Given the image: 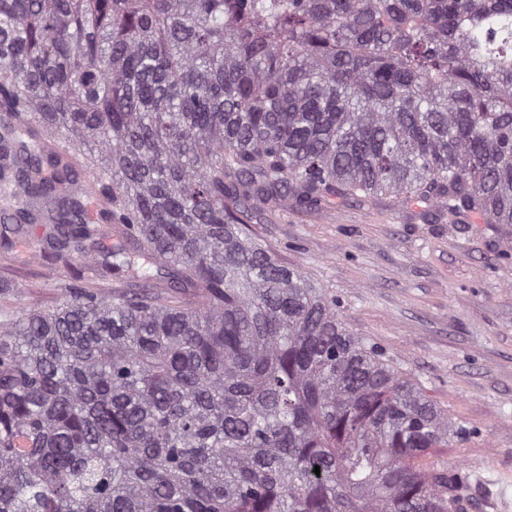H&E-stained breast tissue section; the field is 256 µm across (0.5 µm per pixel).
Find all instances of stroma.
Instances as JSON below:
<instances>
[{"label": "stroma", "mask_w": 512, "mask_h": 512, "mask_svg": "<svg viewBox=\"0 0 512 512\" xmlns=\"http://www.w3.org/2000/svg\"><path fill=\"white\" fill-rule=\"evenodd\" d=\"M281 258L329 288L351 329L380 345L449 418L471 428L438 461L466 472L467 512H512V246L493 224H427L389 199L258 224ZM47 306L75 274L21 270Z\"/></svg>", "instance_id": "obj_1"}]
</instances>
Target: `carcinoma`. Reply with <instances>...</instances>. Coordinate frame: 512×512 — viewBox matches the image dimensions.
<instances>
[{"instance_id":"obj_1","label":"carcinoma","mask_w":512,"mask_h":512,"mask_svg":"<svg viewBox=\"0 0 512 512\" xmlns=\"http://www.w3.org/2000/svg\"><path fill=\"white\" fill-rule=\"evenodd\" d=\"M383 197L512 224V0H0V249L91 272L0 322V512H464L252 231Z\"/></svg>"}]
</instances>
